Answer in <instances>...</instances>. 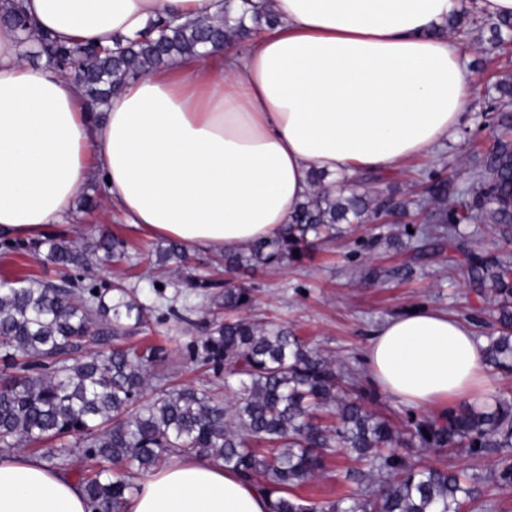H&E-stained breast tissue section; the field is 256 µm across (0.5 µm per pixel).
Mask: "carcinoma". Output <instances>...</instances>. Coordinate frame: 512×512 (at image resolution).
Returning a JSON list of instances; mask_svg holds the SVG:
<instances>
[{"instance_id":"cac0c4a2","label":"carcinoma","mask_w":512,"mask_h":512,"mask_svg":"<svg viewBox=\"0 0 512 512\" xmlns=\"http://www.w3.org/2000/svg\"><path fill=\"white\" fill-rule=\"evenodd\" d=\"M471 10L448 19V32L468 35ZM3 20L22 33L32 22L14 7ZM276 19L256 11L250 0L239 10L178 23L158 18L133 39L114 47L89 42L59 44L46 33L32 39L25 56L73 76L96 109L129 81L199 48L218 49L243 42ZM494 33L512 31V15L480 18ZM499 96L484 112L495 127L493 147L482 157L469 197L451 180L430 172L420 207L424 238L437 246L459 236L473 221L491 224L512 242V80L496 86ZM383 177L356 175L349 192L310 172L311 189L291 221L275 237L223 255L224 267H280L305 258L320 238H332L338 225L406 216L407 201L381 188ZM46 261L64 270L60 282L26 278L0 282V449L38 445L50 469L72 464V438L89 465L78 481L92 512H123L136 486L133 473L155 470L174 456H206L276 496L271 512H463L481 495L480 478L464 470L420 463L410 449L460 448L472 456H497L492 478L512 487V398L494 404L453 407L414 417L403 429L371 412L369 393L343 389L336 362L311 351L286 326L239 317L203 323L190 346L191 362L224 378L231 397H216L192 385L171 386L155 375L165 359L159 346H129L110 353L96 350L132 329L148 327L149 307L118 284L101 288L78 273L103 255L118 260L120 242L101 236L78 246L48 238ZM163 262L182 268V247L173 241L159 251ZM468 279L473 290L496 304L499 335L489 337L484 360L512 368V258L472 255ZM188 294L216 300L228 312L251 303L250 291L219 280L183 276ZM344 452L357 463L344 472L347 490L335 500L307 502L295 488L323 472L327 460Z\"/></svg>"}]
</instances>
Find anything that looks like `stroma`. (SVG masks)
<instances>
[{
  "instance_id": "obj_1",
  "label": "stroma",
  "mask_w": 512,
  "mask_h": 512,
  "mask_svg": "<svg viewBox=\"0 0 512 512\" xmlns=\"http://www.w3.org/2000/svg\"><path fill=\"white\" fill-rule=\"evenodd\" d=\"M492 39L493 34L487 29L464 39L463 62L475 76V95L448 140L435 151L388 172L398 197L416 200L418 174L425 170L450 178L460 191L471 188L478 162L494 141L492 124L483 112L485 101L494 95L496 83L512 74V47L500 54L493 52ZM64 222L67 237L83 243L103 232L122 241L126 259L119 264L92 265L90 276L106 284L122 280L126 287L135 289L142 302L152 304L149 281L157 275L156 252L164 242L127 224L116 206L111 205L102 180L82 186ZM392 233L389 224H348L341 237L317 245L300 262L233 273V280L249 288L252 296L247 316H272L287 324L311 348L331 356L363 384L368 381L363 361L367 342L391 317L428 307L468 323L478 340L494 333L495 306L470 288L466 275L469 254L494 257L505 253L506 246L492 225H465L449 263L431 248L422 247L421 236L416 232L401 235L400 240L407 248L422 247L423 255L414 263H405L404 251L388 244ZM369 267L387 268L391 274L378 283L366 284L358 273ZM28 275L48 281L59 278L55 266L36 259L31 250L9 252L0 245V281ZM206 311L201 299L189 297L182 319L151 321L149 332H129L123 341L135 344L144 336H151L165 351L173 381L209 386L211 374L195 368L187 357V346L199 336ZM422 460L436 467L464 468L480 476L482 497L476 512H512V489L500 488L490 479L497 465L495 458L461 451H428ZM351 465L346 455L333 456L328 471L298 487V495L312 502L335 499L344 488L343 475Z\"/></svg>"
}]
</instances>
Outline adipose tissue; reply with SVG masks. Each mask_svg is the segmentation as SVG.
I'll return each mask as SVG.
<instances>
[{
    "mask_svg": "<svg viewBox=\"0 0 512 512\" xmlns=\"http://www.w3.org/2000/svg\"><path fill=\"white\" fill-rule=\"evenodd\" d=\"M278 22L247 48L181 58L114 95L95 119L76 83L29 64L0 25V234L38 240L80 188L110 178L130 224L221 254L277 235L309 172H386L451 136L475 92L455 40L460 0H260ZM61 41L132 38L159 15H218L222 0H22ZM371 381L412 408L485 394L479 343L418 309L369 340ZM256 484L202 456L140 480L125 512H270ZM0 512H91L72 475L0 454Z\"/></svg>",
    "mask_w": 512,
    "mask_h": 512,
    "instance_id": "adipose-tissue-1",
    "label": "adipose tissue"
}]
</instances>
